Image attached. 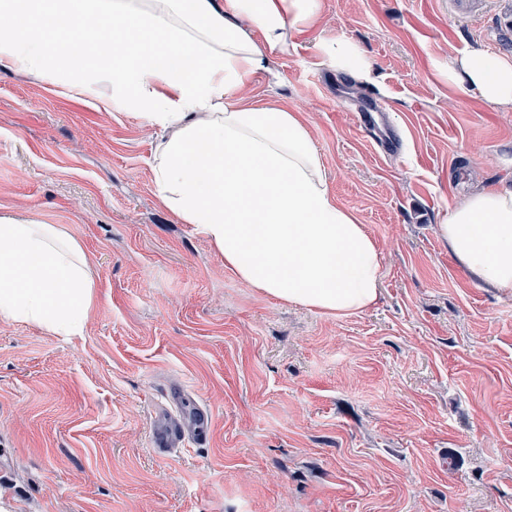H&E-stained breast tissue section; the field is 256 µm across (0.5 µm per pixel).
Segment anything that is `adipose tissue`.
I'll list each match as a JSON object with an SVG mask.
<instances>
[{
  "label": "adipose tissue",
  "mask_w": 512,
  "mask_h": 512,
  "mask_svg": "<svg viewBox=\"0 0 512 512\" xmlns=\"http://www.w3.org/2000/svg\"><path fill=\"white\" fill-rule=\"evenodd\" d=\"M323 18L324 0H0V64L161 130L158 203L195 225L248 287L346 316L377 303L380 250L330 191L302 113L245 97L257 73L279 83L270 56ZM318 49L337 73L370 79L351 41ZM91 69L110 95L94 96ZM448 78L512 110V55L472 47L449 58ZM437 233L481 286L512 291V186L473 188ZM94 296L87 256L61 225L0 216V320L71 339Z\"/></svg>",
  "instance_id": "ef3b65f1"
}]
</instances>
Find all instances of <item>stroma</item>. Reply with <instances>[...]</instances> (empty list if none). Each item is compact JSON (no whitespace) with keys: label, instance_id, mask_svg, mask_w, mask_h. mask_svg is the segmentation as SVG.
Instances as JSON below:
<instances>
[{"label":"stroma","instance_id":"stroma-1","mask_svg":"<svg viewBox=\"0 0 512 512\" xmlns=\"http://www.w3.org/2000/svg\"><path fill=\"white\" fill-rule=\"evenodd\" d=\"M256 102L302 110L338 202L382 254L378 303L327 316L241 283L159 206V134L0 67V215L62 225L95 301L81 338L0 321V512H512V292L473 284L435 226L512 185V112L449 83L448 59L512 53L496 8L326 0ZM343 37L374 82L323 64ZM384 113L396 148L361 132ZM208 446L150 444L169 386Z\"/></svg>","mask_w":512,"mask_h":512}]
</instances>
